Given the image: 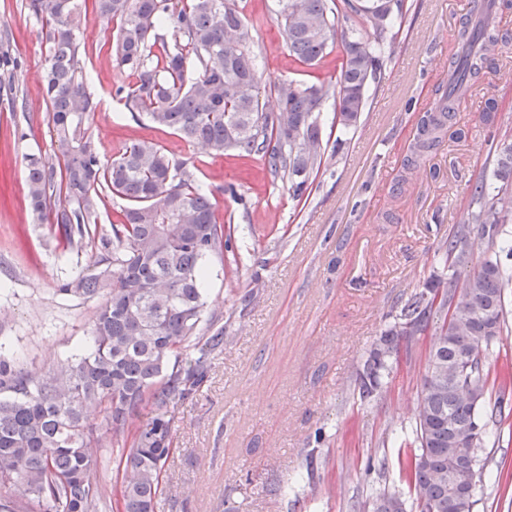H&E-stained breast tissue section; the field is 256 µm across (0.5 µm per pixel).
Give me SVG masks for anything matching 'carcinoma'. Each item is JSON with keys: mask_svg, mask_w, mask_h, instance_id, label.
<instances>
[{"mask_svg": "<svg viewBox=\"0 0 512 512\" xmlns=\"http://www.w3.org/2000/svg\"><path fill=\"white\" fill-rule=\"evenodd\" d=\"M93 2L102 22L116 24L112 52L131 78L117 93H125L129 111L145 113L189 144L264 156L296 200L321 167L326 103L333 101L340 129L357 127L391 49L392 6L403 8L402 0H279L289 54L316 66L336 53V79L281 85L279 110L270 114L258 109L251 29L236 0ZM27 8L41 23L48 124L62 149L60 157H26L32 212L72 248L95 241L106 198L116 195L128 206L124 221L111 225L112 239H102L106 254L60 288L66 300L104 296L91 336L76 354L46 377L0 354V512H107L114 503L119 512H164L159 485L172 442L166 409L193 395L208 377L209 356L224 351V327L206 314L203 279L205 262L231 248L232 227L217 222L209 194L160 145L136 141L101 161L85 127L99 102L85 87L77 0H28ZM8 40L1 31L0 69L12 79L18 63L4 49ZM457 41L448 82L417 119L395 178L399 188L443 142L463 94L512 44V33L467 18ZM487 164L495 181L476 179L468 206L436 251L443 274L410 294L358 372L365 403L383 388L403 344L429 329L437 336L427 354L414 436L404 443L408 493L383 489L361 504L369 512H406L408 501L418 512H429L431 502L448 512L451 480L471 478L473 492L483 488L492 460L485 449L512 393L505 370L496 375L497 402L486 406V359L512 302V270L498 259L501 252L512 257V143L496 142ZM477 255L482 260L474 261ZM204 322L213 328L205 338ZM147 408L150 419L130 429L129 419ZM92 410L103 418V436L95 434ZM108 439L132 440L116 500L100 477L95 451ZM461 451L471 455V477L457 470Z\"/></svg>", "mask_w": 512, "mask_h": 512, "instance_id": "1", "label": "carcinoma"}]
</instances>
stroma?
Wrapping results in <instances>:
<instances>
[{"label":"stroma","instance_id":"1","mask_svg":"<svg viewBox=\"0 0 512 512\" xmlns=\"http://www.w3.org/2000/svg\"><path fill=\"white\" fill-rule=\"evenodd\" d=\"M26 3L0 0V31L19 62L13 85L0 88V341L19 367L45 375L91 332L99 299L65 301L59 289L101 246L63 249L28 206L25 155L53 156L59 146L48 125L40 24ZM238 4L252 27L260 111H277L282 83L335 74V56L317 68L290 56L278 0ZM470 10L468 0H405L357 129L333 127L324 112L323 164L298 201L261 156L217 155L131 115L117 93L129 80L92 0H82L86 84L99 102L88 128L101 160L135 141L157 142L212 190L218 222L234 227L233 250L210 259L205 284L207 310L229 340L211 355L201 389L166 413V512H354L376 488L405 490L400 443L414 427L432 337L401 352L386 392L370 403L359 400L356 369L401 298L433 273L438 242L468 205L488 152L487 98L500 104L498 138L512 141L511 45L468 91L441 146L393 191L417 115L447 80L442 64ZM493 459L506 466L492 471L473 512H512V430L502 429Z\"/></svg>","mask_w":512,"mask_h":512}]
</instances>
